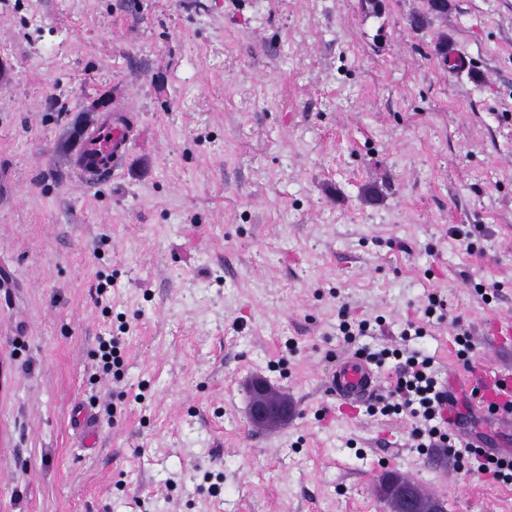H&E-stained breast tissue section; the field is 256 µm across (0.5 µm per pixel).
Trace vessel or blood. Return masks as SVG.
Wrapping results in <instances>:
<instances>
[{
  "label": "vessel or blood",
  "instance_id": "vessel-or-blood-1",
  "mask_svg": "<svg viewBox=\"0 0 512 512\" xmlns=\"http://www.w3.org/2000/svg\"><path fill=\"white\" fill-rule=\"evenodd\" d=\"M130 136L128 123H99L83 140L75 158V173L86 182L111 176L128 159L126 144ZM330 387L338 398L360 403L376 393L378 377L364 360L344 354L336 360ZM481 400L499 406L512 403V376L488 381Z\"/></svg>",
  "mask_w": 512,
  "mask_h": 512
}]
</instances>
